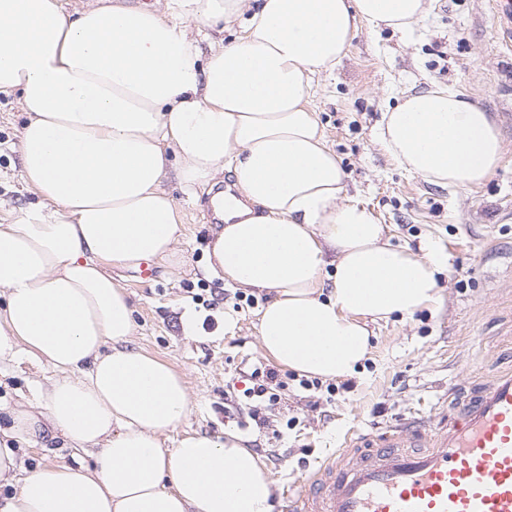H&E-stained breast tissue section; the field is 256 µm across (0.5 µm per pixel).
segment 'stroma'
I'll list each match as a JSON object with an SVG mask.
<instances>
[{
    "label": "stroma",
    "instance_id": "1",
    "mask_svg": "<svg viewBox=\"0 0 512 512\" xmlns=\"http://www.w3.org/2000/svg\"><path fill=\"white\" fill-rule=\"evenodd\" d=\"M496 0H430L428 13L404 32L359 25L336 69L313 78L310 107L346 173L349 201L372 209L393 243L430 245L444 258L442 305L373 327L372 357L335 394L297 382L256 425L244 411L225 412V395H241L255 367L273 365L261 346L258 312L271 293L240 288L206 269L215 222L210 197L188 198L165 182L184 227L181 267L155 259L153 276L111 267L125 286L141 348L183 374L195 399L188 417L162 435L176 447L193 432L235 431L270 471L275 488L315 469L351 429L376 432L394 419L433 405L455 389L512 365V49L502 43ZM452 87L489 112L502 158L480 186L456 192L430 184L393 161L376 137L382 115L407 93ZM26 120L14 98L0 96V217L38 204L21 179L17 147ZM242 293L251 304L205 309L194 296ZM199 323L186 335L185 311ZM54 375L28 359L0 367V401L27 406Z\"/></svg>",
    "mask_w": 512,
    "mask_h": 512
}]
</instances>
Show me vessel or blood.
<instances>
[{
    "label": "vessel or blood",
    "mask_w": 512,
    "mask_h": 512,
    "mask_svg": "<svg viewBox=\"0 0 512 512\" xmlns=\"http://www.w3.org/2000/svg\"><path fill=\"white\" fill-rule=\"evenodd\" d=\"M281 512H512V371L435 413L348 435L284 490Z\"/></svg>",
    "instance_id": "1"
}]
</instances>
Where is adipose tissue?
<instances>
[{"label": "adipose tissue", "mask_w": 512, "mask_h": 512, "mask_svg": "<svg viewBox=\"0 0 512 512\" xmlns=\"http://www.w3.org/2000/svg\"><path fill=\"white\" fill-rule=\"evenodd\" d=\"M427 0H165L163 10L88 0H0V93L27 115L21 178L40 198L0 224V362L56 375L34 412L0 402V512H271L273 482L232 432L160 437L189 413L185 380L131 344L134 310L107 265L178 266L183 235L164 187L191 194L229 173L210 203L209 269L272 292L264 351L309 377L352 376L369 322L442 302L431 248L390 243L308 101L359 23L403 31ZM193 23L232 40L201 49ZM380 143L406 171L453 191L481 185L502 147L490 116L435 86L385 112ZM62 440L87 465L21 474L16 442Z\"/></svg>", "instance_id": "adipose-tissue-1"}]
</instances>
